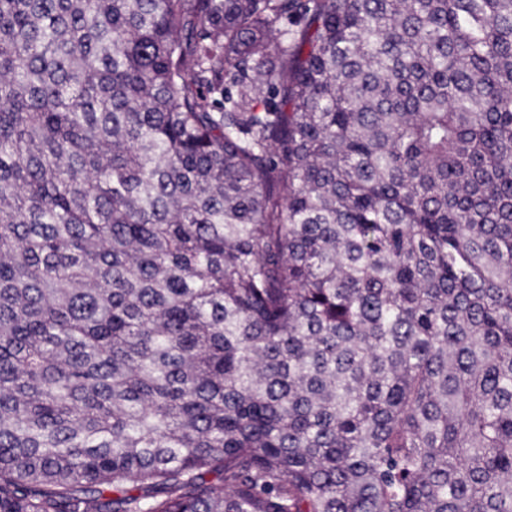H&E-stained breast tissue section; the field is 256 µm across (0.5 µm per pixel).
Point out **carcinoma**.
Here are the masks:
<instances>
[{"instance_id": "carcinoma-1", "label": "carcinoma", "mask_w": 512, "mask_h": 512, "mask_svg": "<svg viewBox=\"0 0 512 512\" xmlns=\"http://www.w3.org/2000/svg\"><path fill=\"white\" fill-rule=\"evenodd\" d=\"M0 512H512V0H0Z\"/></svg>"}]
</instances>
